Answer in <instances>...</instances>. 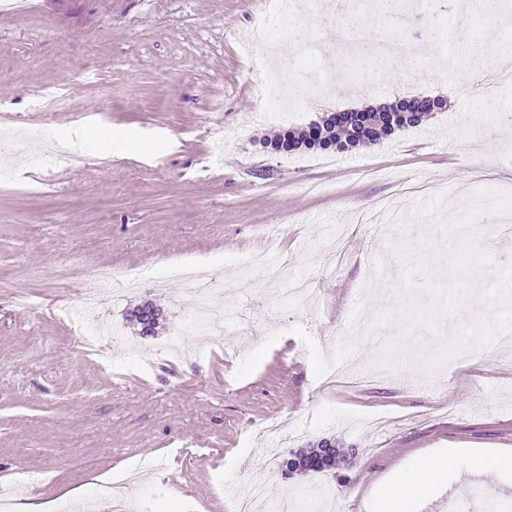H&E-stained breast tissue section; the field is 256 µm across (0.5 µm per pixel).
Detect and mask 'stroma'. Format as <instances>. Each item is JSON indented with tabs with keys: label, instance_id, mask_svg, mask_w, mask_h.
Returning a JSON list of instances; mask_svg holds the SVG:
<instances>
[{
	"label": "stroma",
	"instance_id": "1",
	"mask_svg": "<svg viewBox=\"0 0 512 512\" xmlns=\"http://www.w3.org/2000/svg\"><path fill=\"white\" fill-rule=\"evenodd\" d=\"M466 30L448 24L433 40L452 70H424L408 87V53L377 60L376 38L413 43L384 12L347 29L336 0H298L296 67L333 75V46L355 38L370 82L298 105L263 97L270 67L247 55L258 24L273 33L288 13L268 0H29L0 13V485L42 471L24 494L56 500L71 489L100 512L102 479L140 459L169 469L131 486L134 512H237L247 472L263 470L267 498L332 512H366L377 484L434 448H512V346L497 343L436 373L376 367L348 331L365 305L392 304L401 267L389 246L437 239L432 223L483 189L512 192V82L467 84L468 67L492 69L512 55V0H474ZM90 62L63 105L44 111L39 89ZM441 96L445 108L420 127L348 154L275 155L264 139L301 129L323 113L383 106L404 93ZM111 129L85 139L79 158L52 165L16 139L69 136L79 124ZM224 152L214 155L216 142ZM421 179L441 197L399 191ZM503 218L484 214L481 247L512 264ZM350 232L343 262L337 236ZM252 255L288 260L319 301L282 300L265 269L240 278ZM201 262L224 283V300L193 328L199 306L183 284L142 286L97 324L126 346L104 363L85 348L59 306H78L93 274ZM159 309L155 336L140 338L133 311ZM337 364L361 385L321 386ZM339 449L328 472L284 476L292 454L321 443ZM444 492L416 512H487L512 506V478L449 475Z\"/></svg>",
	"mask_w": 512,
	"mask_h": 512
}]
</instances>
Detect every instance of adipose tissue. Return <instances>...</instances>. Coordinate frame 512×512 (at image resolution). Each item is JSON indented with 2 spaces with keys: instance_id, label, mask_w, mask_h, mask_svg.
Here are the masks:
<instances>
[{
  "instance_id": "1",
  "label": "adipose tissue",
  "mask_w": 512,
  "mask_h": 512,
  "mask_svg": "<svg viewBox=\"0 0 512 512\" xmlns=\"http://www.w3.org/2000/svg\"><path fill=\"white\" fill-rule=\"evenodd\" d=\"M462 468L477 474L512 476V450L473 451L464 456L458 449L445 448L425 455L405 467L394 481L380 487L381 512H410L412 501L424 497Z\"/></svg>"
}]
</instances>
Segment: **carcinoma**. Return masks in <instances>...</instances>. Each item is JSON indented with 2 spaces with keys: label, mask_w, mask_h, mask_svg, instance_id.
<instances>
[{
  "label": "carcinoma",
  "mask_w": 512,
  "mask_h": 512,
  "mask_svg": "<svg viewBox=\"0 0 512 512\" xmlns=\"http://www.w3.org/2000/svg\"><path fill=\"white\" fill-rule=\"evenodd\" d=\"M417 99L401 98L392 106L385 109H364L352 112V115L362 116L363 123L354 126L340 124L332 113L326 114L318 122L310 124L300 131H284L264 142V147L276 154H288L300 149L345 153L359 146H366L361 130L370 129L371 142H378L395 133L420 125L425 114H416L409 111V107ZM158 310L150 305H144L137 309L135 318L141 325V335L152 337L158 327ZM306 461L314 462L313 471L323 472L336 464V449L334 448H309L306 450Z\"/></svg>",
  "instance_id": "cac0c4a2"
}]
</instances>
